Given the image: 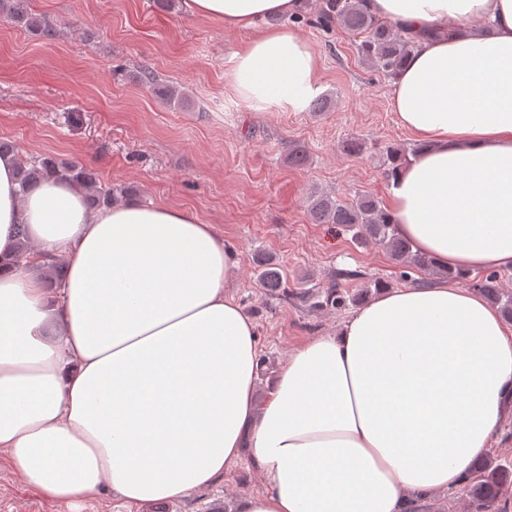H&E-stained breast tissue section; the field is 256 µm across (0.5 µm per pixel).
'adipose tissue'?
I'll return each mask as SVG.
<instances>
[{
	"mask_svg": "<svg viewBox=\"0 0 512 512\" xmlns=\"http://www.w3.org/2000/svg\"><path fill=\"white\" fill-rule=\"evenodd\" d=\"M249 40L228 80L256 112H300L319 57L307 0H181ZM415 38L390 91L420 144L391 180L396 233L448 273L385 290L293 349L256 401L255 325L236 257L191 212L88 208L72 183L20 194L0 154V452L48 499L185 498L249 450L263 489L230 512H404L462 486L512 405V325L459 275L512 270V0H364ZM37 251L11 264L16 225ZM65 251L59 288L44 254Z\"/></svg>",
	"mask_w": 512,
	"mask_h": 512,
	"instance_id": "adipose-tissue-1",
	"label": "adipose tissue"
}]
</instances>
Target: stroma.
<instances>
[{
	"instance_id": "obj_1",
	"label": "stroma",
	"mask_w": 512,
	"mask_h": 512,
	"mask_svg": "<svg viewBox=\"0 0 512 512\" xmlns=\"http://www.w3.org/2000/svg\"><path fill=\"white\" fill-rule=\"evenodd\" d=\"M25 6L53 20L60 34L43 41L0 13V141H12L25 159L79 162L102 188L122 186L135 202L185 209L213 225L236 254L232 294L256 323L259 389L296 346L334 334L349 316V309L323 306L332 284L352 291L376 280L393 289L436 281L433 273L404 271L381 248L356 244L345 227L310 218L309 197L317 191L386 200L382 151L414 143L390 107V80L359 58L354 35L319 26L312 9L289 22L262 19V26L289 24L307 36L330 106L254 112L226 78L228 59L246 33L177 5L159 10L151 0H25ZM144 67L156 86H176L182 104L139 82ZM350 138L364 143L361 155L342 152ZM297 145L309 154L302 167L288 161ZM261 258L281 266L284 288L260 287ZM262 488L244 453L212 487L143 512H224L235 496ZM0 512L125 509L99 495L69 510L29 487L0 453Z\"/></svg>"
}]
</instances>
